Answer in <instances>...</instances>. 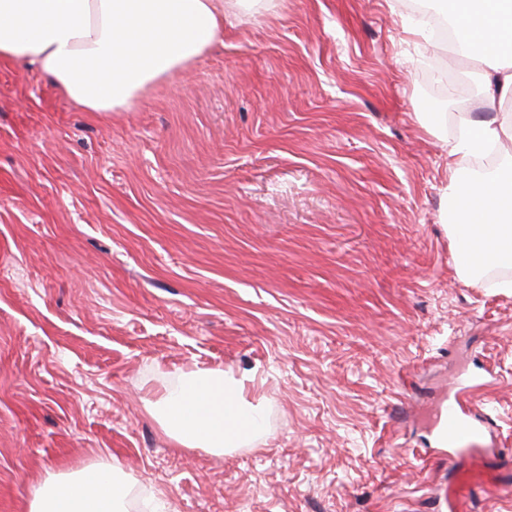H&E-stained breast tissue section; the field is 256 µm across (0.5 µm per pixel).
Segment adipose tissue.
Segmentation results:
<instances>
[{
    "instance_id": "obj_1",
    "label": "adipose tissue",
    "mask_w": 512,
    "mask_h": 512,
    "mask_svg": "<svg viewBox=\"0 0 512 512\" xmlns=\"http://www.w3.org/2000/svg\"><path fill=\"white\" fill-rule=\"evenodd\" d=\"M260 0H0V61L24 63L52 78L87 112L136 104L153 82L201 60L224 38L225 10ZM456 20L461 52L479 61L481 91L495 114L460 116L448 149L444 197L457 272L480 282L490 267L512 265V163L485 174L468 164L512 140V0H439ZM250 375L182 372L151 403L178 448L214 453L264 433L260 405L245 390ZM127 475L101 463L47 475L31 489L29 512H124Z\"/></svg>"
}]
</instances>
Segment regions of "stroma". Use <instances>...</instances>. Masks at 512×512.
<instances>
[{"instance_id":"obj_1","label":"stroma","mask_w":512,"mask_h":512,"mask_svg":"<svg viewBox=\"0 0 512 512\" xmlns=\"http://www.w3.org/2000/svg\"><path fill=\"white\" fill-rule=\"evenodd\" d=\"M406 2L225 12L106 116L0 63V512L101 461L127 512H512V268L462 280L444 217L487 108ZM195 368L251 374L266 435L171 446L148 402ZM458 376L493 421L470 450L435 432Z\"/></svg>"}]
</instances>
